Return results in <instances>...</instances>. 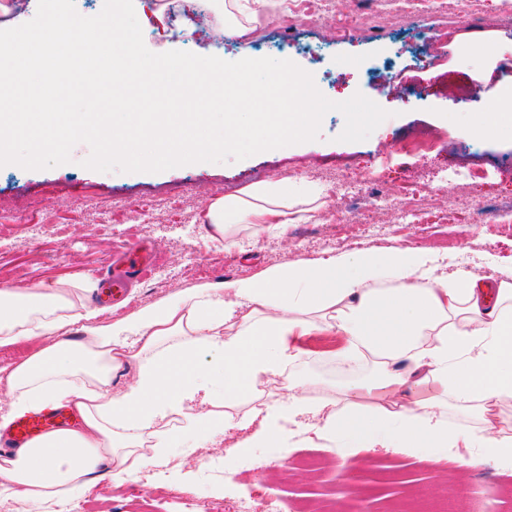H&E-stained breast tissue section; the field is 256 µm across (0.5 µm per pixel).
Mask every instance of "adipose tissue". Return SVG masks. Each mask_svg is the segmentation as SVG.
Instances as JSON below:
<instances>
[{"label": "adipose tissue", "mask_w": 512, "mask_h": 512, "mask_svg": "<svg viewBox=\"0 0 512 512\" xmlns=\"http://www.w3.org/2000/svg\"><path fill=\"white\" fill-rule=\"evenodd\" d=\"M271 0H214L227 37L246 35ZM320 194L268 183L217 198L204 220L211 239L238 245L243 226L286 231L296 208ZM78 289L0 281V349L38 340L0 365L10 409L0 433L22 415L67 406L78 427L55 430L0 459V496L70 512L100 472L122 480L147 459L161 460L186 431L211 437L237 427L275 448L288 445L287 421L317 419L319 438L343 457L364 448L435 454L475 448L512 462V425L493 408L512 405V283L487 293L480 277L437 274L417 248L389 247L289 264L262 278L200 288L133 318L104 325ZM83 342L70 341L72 330ZM320 337L335 340L343 367L364 358L372 375L311 399L288 381L268 403L265 388ZM209 350L223 391L209 386ZM136 367L122 391L113 379ZM254 405L233 411L241 395ZM470 423L454 426L449 412Z\"/></svg>", "instance_id": "obj_1"}]
</instances>
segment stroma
I'll return each instance as SVG.
<instances>
[{
	"label": "stroma",
	"mask_w": 512,
	"mask_h": 512,
	"mask_svg": "<svg viewBox=\"0 0 512 512\" xmlns=\"http://www.w3.org/2000/svg\"><path fill=\"white\" fill-rule=\"evenodd\" d=\"M359 19L341 42L330 32L341 23L338 8L323 7L299 17L289 40L308 54L259 45L258 34L216 49L214 28L192 34L143 32L155 53L184 50L219 55L227 61L272 57L293 61L312 74L319 91L342 102L362 93L389 116L363 142L338 136L343 115L328 112L317 140L252 155L241 161L194 163L159 173L99 172L85 168L84 153L45 170L0 167V280L29 285L87 282L83 296L95 304L96 284L111 279L115 257L146 244L153 264L133 280L126 299L103 309L104 323L129 319L146 308L224 281L258 278L266 271L303 260L389 246H412L432 254L439 272L463 270L492 282L512 283V123L486 141L459 135L463 126L488 122L491 102L512 94V0H479L477 6L438 0H357ZM448 36L446 57L433 65L419 57L425 46L420 21ZM492 42L498 53L485 57L478 46ZM386 64L383 84L366 65ZM482 76L480 100L463 103L449 95L463 74ZM420 97L400 108L410 92ZM436 131L445 146L425 156L390 155L395 144ZM475 178L461 180L467 167ZM354 168L373 181L354 195L338 184ZM275 179L322 189V203L283 235L260 232L245 249L225 248L209 238L202 219L214 199ZM385 202H378V195ZM147 209L139 220V209ZM330 342L288 366L286 378L321 387L340 375ZM512 464L477 457L463 448L442 456L404 454L384 448L362 450L341 460L323 440L297 437L287 448L255 443L234 447L231 439L190 435L174 447L165 465H148L134 476L110 482L100 475L87 500L105 512H231L249 502L265 512L277 502L282 512H420L425 500L475 501L482 512H512Z\"/></svg>",
	"instance_id": "obj_1"
}]
</instances>
